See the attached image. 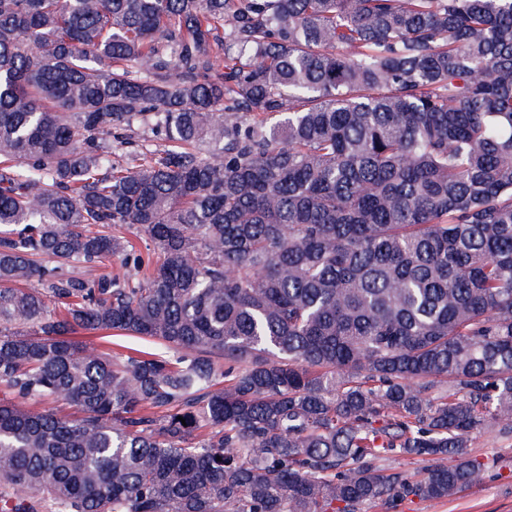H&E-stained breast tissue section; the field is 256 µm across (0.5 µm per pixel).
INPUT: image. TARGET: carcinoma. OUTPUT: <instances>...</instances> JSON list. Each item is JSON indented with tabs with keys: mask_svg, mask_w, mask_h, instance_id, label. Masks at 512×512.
I'll use <instances>...</instances> for the list:
<instances>
[{
	"mask_svg": "<svg viewBox=\"0 0 512 512\" xmlns=\"http://www.w3.org/2000/svg\"><path fill=\"white\" fill-rule=\"evenodd\" d=\"M0 392V512L480 485L471 436H512V0H0ZM78 340H88L91 339L97 343L102 344L103 346L112 347V351L116 352H128L129 349L133 348L144 351H152L156 348V345L150 339L140 338L137 336H119V337H107L104 339L97 338L98 336H90L84 333H78L75 336ZM118 345H122L124 347H120Z\"/></svg>",
	"mask_w": 512,
	"mask_h": 512,
	"instance_id": "1",
	"label": "carcinoma"
}]
</instances>
